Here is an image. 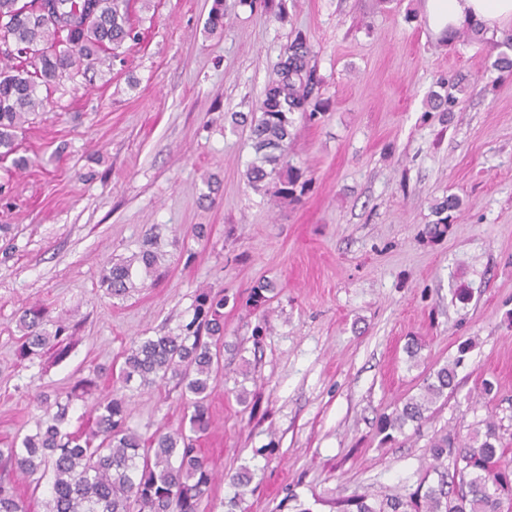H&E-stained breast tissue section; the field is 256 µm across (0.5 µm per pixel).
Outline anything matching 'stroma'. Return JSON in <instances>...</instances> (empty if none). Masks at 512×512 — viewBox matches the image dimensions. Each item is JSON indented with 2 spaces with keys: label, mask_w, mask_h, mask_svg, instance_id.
<instances>
[{
  "label": "stroma",
  "mask_w": 512,
  "mask_h": 512,
  "mask_svg": "<svg viewBox=\"0 0 512 512\" xmlns=\"http://www.w3.org/2000/svg\"><path fill=\"white\" fill-rule=\"evenodd\" d=\"M213 4L130 0L139 43L112 70L53 87L17 133L27 166L0 163V448L33 429L36 394L81 378L92 397L74 401L70 428H88L131 340L176 330L212 289L226 297L224 375L199 443L213 512H227V477L243 468L253 479L236 512L408 495L436 434L463 440L486 420L512 463V76L495 67L512 25L447 44L424 0H226L212 32ZM298 32L323 110L293 114L291 163L309 184L277 199L247 184L250 131L233 115L256 110ZM459 75L468 93L432 111ZM446 197L458 206L442 224ZM153 234L163 275L108 295L103 268ZM262 279L274 290L261 312L248 297ZM34 304L75 325L64 358L17 359V317ZM452 362L455 387L428 421L386 429ZM126 400L145 437L184 419L171 384Z\"/></svg>",
  "instance_id": "obj_1"
}]
</instances>
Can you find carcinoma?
I'll return each mask as SVG.
<instances>
[{
    "instance_id": "cac0c4a2",
    "label": "carcinoma",
    "mask_w": 512,
    "mask_h": 512,
    "mask_svg": "<svg viewBox=\"0 0 512 512\" xmlns=\"http://www.w3.org/2000/svg\"><path fill=\"white\" fill-rule=\"evenodd\" d=\"M138 32L128 16V0H0V53L12 65L0 69V159L13 157L23 168L27 159L16 155L17 131L29 116L43 109L38 89L86 74L118 57V50ZM313 49L298 32L288 42L252 117L250 132L255 159L247 166V184L255 190L275 186L276 196L294 195L298 171L290 163L294 137L289 114L304 112L313 118L321 103L313 101L319 78L310 66ZM465 88L461 78L446 84L432 108L450 110L454 92ZM164 252L153 236L142 249L102 272V285L113 298H124L134 288L138 269L158 272ZM46 310L24 308L17 321L23 335L17 349L21 360L54 349L59 357L75 344L69 327L46 328ZM224 371V295L203 291L194 300L189 322L160 336L140 337L125 354L120 389L151 390L171 381L181 389L188 426L157 428L143 438L127 423L125 396L113 394L93 405V427L86 434L69 430V402L76 391L86 394L92 381L74 387L66 402L37 397L40 410L35 431L7 448H0V465L34 482L48 485L44 512H204L214 484L211 468L197 448L199 434L209 424V397ZM455 367L444 364L426 379L424 393L385 417V426L400 431L409 422L428 419L430 405L453 387ZM496 425L484 422L465 442L441 434L429 447L428 469L437 484L417 489L407 498L394 496L375 507L362 497L342 503V512H502L501 496H512V465L497 466ZM454 456L453 473L445 461ZM251 480L248 469L231 480L235 493L228 512L238 507ZM0 512H27L14 485L0 478Z\"/></svg>"
}]
</instances>
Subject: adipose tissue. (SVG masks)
Wrapping results in <instances>:
<instances>
[{
	"label": "adipose tissue",
	"mask_w": 512,
	"mask_h": 512,
	"mask_svg": "<svg viewBox=\"0 0 512 512\" xmlns=\"http://www.w3.org/2000/svg\"><path fill=\"white\" fill-rule=\"evenodd\" d=\"M424 11L429 29L447 39L466 27L489 32L512 23V0H425Z\"/></svg>",
	"instance_id": "obj_1"
}]
</instances>
